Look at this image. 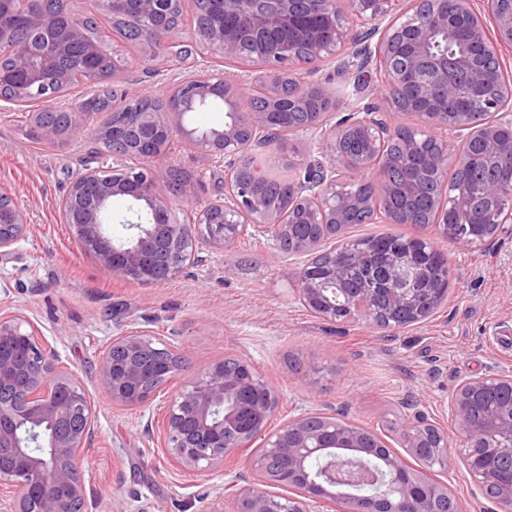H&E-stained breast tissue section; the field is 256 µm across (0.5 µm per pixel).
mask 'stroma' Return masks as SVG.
Segmentation results:
<instances>
[{"instance_id":"1","label":"stroma","mask_w":512,"mask_h":512,"mask_svg":"<svg viewBox=\"0 0 512 512\" xmlns=\"http://www.w3.org/2000/svg\"><path fill=\"white\" fill-rule=\"evenodd\" d=\"M94 3L70 0V7L95 18L107 35L122 65L109 84L115 96H164L183 76L200 71L237 79L257 70L200 46L188 59L160 53L143 61L140 47L112 33ZM360 49L357 43L338 49L317 74L335 94L340 118L373 101L371 93H355L354 87L361 77L374 85V67L346 70L338 63ZM31 113L28 107L0 108V184L12 189L34 224L28 240L0 259V306L37 326L94 401L95 447L80 462L93 487L124 512H205L224 482L223 475L176 466L144 435L148 417L164 414L166 395L144 407L116 406L106 398L98 360L112 336L134 323L151 330L157 342L183 346L189 366L176 379L180 385L226 356L250 361L279 390L272 426L310 409L385 437L419 412L447 432L453 443L448 454L456 456L461 437L444 406L459 378L512 368L511 232L461 250L433 225L347 227L349 236L427 238L448 258L451 278L443 303L422 322L390 335L362 319L329 322L311 312L299 293L301 261L271 260L274 244L260 236L244 235L235 247L210 252L205 265L162 284L107 278L82 252L59 210L64 188L93 143L34 141ZM224 121L221 109L181 119L184 132L175 136L168 158L184 180L181 193H172L165 171L155 176L178 219H185L189 205L224 193L223 165L195 151L186 138L193 131L223 129Z\"/></svg>"}]
</instances>
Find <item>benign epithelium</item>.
I'll return each mask as SVG.
<instances>
[{
  "instance_id": "obj_1",
  "label": "benign epithelium",
  "mask_w": 512,
  "mask_h": 512,
  "mask_svg": "<svg viewBox=\"0 0 512 512\" xmlns=\"http://www.w3.org/2000/svg\"><path fill=\"white\" fill-rule=\"evenodd\" d=\"M494 22L489 37L485 16L473 0H222L221 16L207 27L197 26L186 37L177 27L168 40L174 44L201 42L226 60L245 58L240 28H248L255 45L251 61L264 67L266 93L257 95L256 81H230L204 72L180 83L175 91L190 112L209 100L224 102L232 120L222 130L204 131L190 143L200 153L224 162V196L193 210L192 223L179 222L170 199L157 192L154 173L165 166L168 147L178 125L172 112L143 110L142 99H112L93 141L110 145L119 164L109 171L92 166L95 156L81 160L68 182L60 212L82 251L101 271L138 283H164L203 262L196 242L215 251L232 248L248 229L276 242L288 240L278 256L305 258L300 270V296L317 308L316 315L334 322L363 318L386 330H397L420 319V289L412 287L420 271L411 248L387 254L386 291L399 313L379 317L366 294L343 288L344 265L377 267L379 251L362 248L343 252L321 250L336 236L349 209L370 214V224H408L407 210L392 206L395 198L410 199L420 188L419 177L389 179L391 160L382 156L384 144L401 135L399 104L407 112H441L430 135L441 141V151L427 154L422 167L433 173L467 166L474 161L469 147L479 144L484 154L512 165V74L499 61L498 48L512 47V0H484ZM171 0H138L136 19L147 24L165 13ZM355 17L376 38L367 55L380 64L373 95L382 102L362 116L336 125L330 116L337 100L324 85L311 79L316 63L352 40L347 16ZM30 28L43 34L39 64L17 44L11 30L0 27V56H9V71H0V83L13 87L8 103L46 101L62 95L77 82L71 80L62 59L77 46L94 71L96 42L86 34L85 20L70 16L66 25L50 15H32ZM465 43L470 50L448 56L435 49ZM309 66L310 78L296 76ZM293 80L288 107L307 119L294 127L278 117L283 81ZM92 105H71L67 137H84L78 116ZM41 139H59L57 126L33 113ZM279 137L270 142L282 156L288 154V134H309L317 158L306 167V178L292 184L288 204L274 209L239 179L242 154L265 147L273 126ZM367 129L357 150L347 147L350 135ZM459 145L448 142V136ZM380 166L371 195L357 197L337 192L342 177L349 179ZM128 201L121 215L122 232H110L112 201ZM482 198L495 210L512 199V186L482 187ZM448 199L433 201L427 224H443ZM298 223L317 224L323 233L300 237ZM33 229L27 211L11 190L0 185V257L12 254ZM327 257L318 279H309V266L318 252ZM185 355L175 346L159 347L149 331L129 326L112 337L99 360V374L107 398L135 407L149 403L183 370ZM278 401L277 388L250 362L235 359L210 363L187 385L171 394L156 447L167 459L198 472L224 470V459L249 452L254 474L251 486L234 495L231 512H463L448 482L427 477L449 471L448 434L423 417L399 429L403 447L418 460L422 472L411 470L406 457L388 448L350 420L304 411L278 429H269ZM451 421L463 437L460 463L480 487H493L501 512H512V370L495 376H467L453 390L446 405ZM95 407L71 369L58 366L54 347L38 338L24 317L0 310V486L13 494L0 496V512H89L102 502L104 512H123L112 500L95 496L77 461L95 439Z\"/></svg>"
}]
</instances>
